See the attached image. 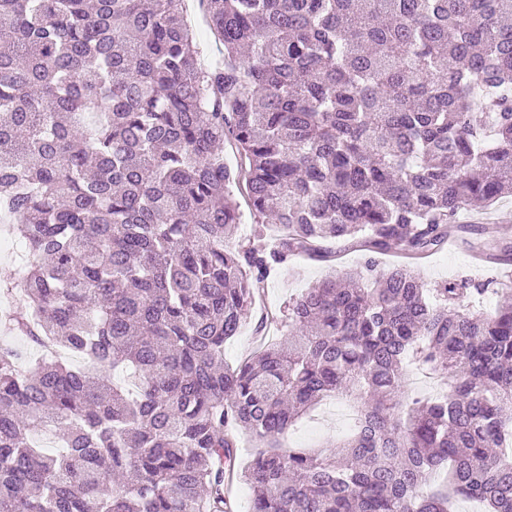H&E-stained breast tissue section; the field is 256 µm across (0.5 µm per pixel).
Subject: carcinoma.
Returning <instances> with one entry per match:
<instances>
[{
    "label": "carcinoma",
    "instance_id": "cac0c4a2",
    "mask_svg": "<svg viewBox=\"0 0 512 512\" xmlns=\"http://www.w3.org/2000/svg\"><path fill=\"white\" fill-rule=\"evenodd\" d=\"M199 2L208 64L184 0H0V223L36 253L0 328L65 352L0 346V512H234L236 477L250 512H512L511 289L474 313L487 284L433 304L370 259L224 362L270 273L330 243L512 263L455 221L512 191V0ZM239 185L262 229L233 244ZM410 357L448 393L407 401ZM332 395L354 433L285 447ZM186 19L197 31L203 50L204 61L215 58L219 55L217 45L211 34L206 31L203 13L198 5V0H186ZM219 48V45H218Z\"/></svg>",
    "mask_w": 512,
    "mask_h": 512
}]
</instances>
